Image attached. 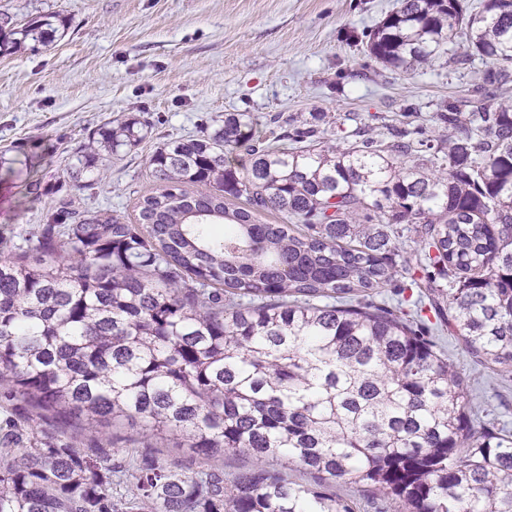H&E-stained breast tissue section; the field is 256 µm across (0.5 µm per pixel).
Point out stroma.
<instances>
[{
	"instance_id": "1",
	"label": "stroma",
	"mask_w": 512,
	"mask_h": 512,
	"mask_svg": "<svg viewBox=\"0 0 512 512\" xmlns=\"http://www.w3.org/2000/svg\"><path fill=\"white\" fill-rule=\"evenodd\" d=\"M396 0H0L24 25L59 15L49 46L0 56V254L23 247L61 198L76 212L126 220L156 191L147 158L227 112L251 113L262 137L325 113L324 141L342 129L433 126L440 103L474 109L487 64L447 57L411 71H361L347 29L379 23ZM151 128L121 159L98 163L94 188L69 187L66 165L88 134L116 119ZM440 342L468 382L475 410L512 431V377L471 357L453 332Z\"/></svg>"
}]
</instances>
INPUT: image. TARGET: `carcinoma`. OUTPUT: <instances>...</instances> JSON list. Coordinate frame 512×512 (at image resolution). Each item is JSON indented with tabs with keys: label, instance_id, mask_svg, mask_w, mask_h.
I'll return each mask as SVG.
<instances>
[{
	"label": "carcinoma",
	"instance_id": "carcinoma-1",
	"mask_svg": "<svg viewBox=\"0 0 512 512\" xmlns=\"http://www.w3.org/2000/svg\"><path fill=\"white\" fill-rule=\"evenodd\" d=\"M54 19L1 14L0 54L49 45ZM457 38L491 66L476 109L440 107L444 139L357 127L323 145L320 113L278 143L226 112L148 156L159 188L134 221L63 201L0 256V512H356L338 482L405 512H512V434L468 407L439 343L450 329L512 373V0H397L346 35L366 71L431 64ZM145 127L93 131L71 186ZM399 224L417 247L398 262ZM121 419L146 448L254 465L116 461L71 440ZM164 448H157L162 450L165 454H168L171 458H189L190 456H194L195 466L200 465L203 462H209L211 465H217L224 469V472H233L240 468L245 462L239 458L235 457H227L219 458V460H211L206 461L195 454H193L191 448H177L176 443L174 441H165Z\"/></svg>",
	"mask_w": 512,
	"mask_h": 512
}]
</instances>
